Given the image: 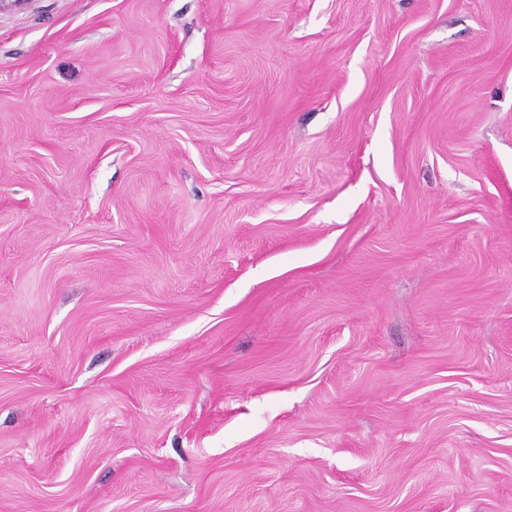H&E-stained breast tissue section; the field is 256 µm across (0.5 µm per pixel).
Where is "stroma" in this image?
I'll list each match as a JSON object with an SVG mask.
<instances>
[{
  "instance_id": "stroma-1",
  "label": "stroma",
  "mask_w": 512,
  "mask_h": 512,
  "mask_svg": "<svg viewBox=\"0 0 512 512\" xmlns=\"http://www.w3.org/2000/svg\"><path fill=\"white\" fill-rule=\"evenodd\" d=\"M0 512H512V0L1 11Z\"/></svg>"
}]
</instances>
